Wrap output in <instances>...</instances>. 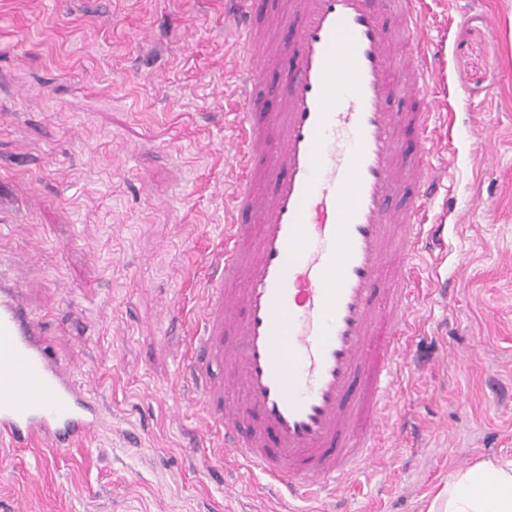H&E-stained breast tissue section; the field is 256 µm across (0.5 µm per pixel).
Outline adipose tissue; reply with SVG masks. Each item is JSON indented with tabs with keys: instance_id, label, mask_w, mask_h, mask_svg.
I'll list each match as a JSON object with an SVG mask.
<instances>
[{
	"instance_id": "obj_1",
	"label": "adipose tissue",
	"mask_w": 512,
	"mask_h": 512,
	"mask_svg": "<svg viewBox=\"0 0 512 512\" xmlns=\"http://www.w3.org/2000/svg\"><path fill=\"white\" fill-rule=\"evenodd\" d=\"M436 512H512V460L484 459L456 473Z\"/></svg>"
}]
</instances>
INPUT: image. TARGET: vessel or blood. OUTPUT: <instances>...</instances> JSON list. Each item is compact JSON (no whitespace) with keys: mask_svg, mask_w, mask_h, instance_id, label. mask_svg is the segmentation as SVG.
Wrapping results in <instances>:
<instances>
[{"mask_svg":"<svg viewBox=\"0 0 512 512\" xmlns=\"http://www.w3.org/2000/svg\"><path fill=\"white\" fill-rule=\"evenodd\" d=\"M226 2L241 45L236 179L184 391L214 436L209 460L235 458L275 495L332 498L379 446L415 330L411 263L435 245L420 222L441 179L432 37L418 0ZM101 413L0 273V446L67 448Z\"/></svg>","mask_w":512,"mask_h":512,"instance_id":"b4317fda","label":"vessel or blood"}]
</instances>
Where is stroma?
<instances>
[{
  "label": "stroma",
  "instance_id": "35a3bbf8",
  "mask_svg": "<svg viewBox=\"0 0 512 512\" xmlns=\"http://www.w3.org/2000/svg\"><path fill=\"white\" fill-rule=\"evenodd\" d=\"M423 11L432 152L457 158L427 212L448 247L414 261L418 331L347 512H426L456 472L512 460V0ZM234 54L224 0H0V268L106 421L68 448L0 449V512H332L206 463L182 400L224 242Z\"/></svg>",
  "mask_w": 512,
  "mask_h": 512
}]
</instances>
